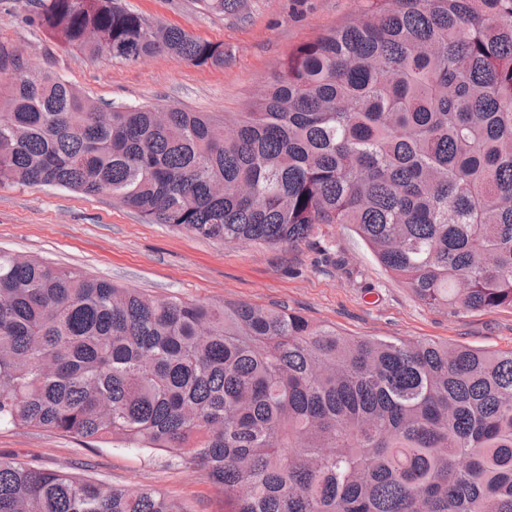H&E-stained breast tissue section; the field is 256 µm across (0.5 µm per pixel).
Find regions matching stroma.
<instances>
[{
	"instance_id": "stroma-1",
	"label": "stroma",
	"mask_w": 512,
	"mask_h": 512,
	"mask_svg": "<svg viewBox=\"0 0 512 512\" xmlns=\"http://www.w3.org/2000/svg\"><path fill=\"white\" fill-rule=\"evenodd\" d=\"M155 27L175 25L220 43L223 67L163 54L128 63L90 60L30 25L31 0H0V45L28 71L51 72L109 106L178 107L223 116L246 111L281 73L290 52L358 18L367 0H244L235 12L201 0H122ZM78 268L156 298L285 308L354 336L416 338L512 349V310L453 316L395 282L341 224L318 225L298 247L223 242L149 224L110 194L0 186V250ZM0 456L63 470L115 488L151 489L184 512H224V496L200 466L160 453L115 448L49 430L0 427Z\"/></svg>"
}]
</instances>
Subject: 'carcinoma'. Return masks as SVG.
<instances>
[{"mask_svg": "<svg viewBox=\"0 0 512 512\" xmlns=\"http://www.w3.org/2000/svg\"><path fill=\"white\" fill-rule=\"evenodd\" d=\"M97 60L224 66L119 0H35ZM0 185L110 193L151 224L294 246L344 224L453 314L512 309V0H369L256 109L102 110L0 46ZM197 462L231 512H512V350L349 336L281 309L157 299L0 251V425ZM0 512H184L0 458Z\"/></svg>", "mask_w": 512, "mask_h": 512, "instance_id": "1", "label": "carcinoma"}]
</instances>
